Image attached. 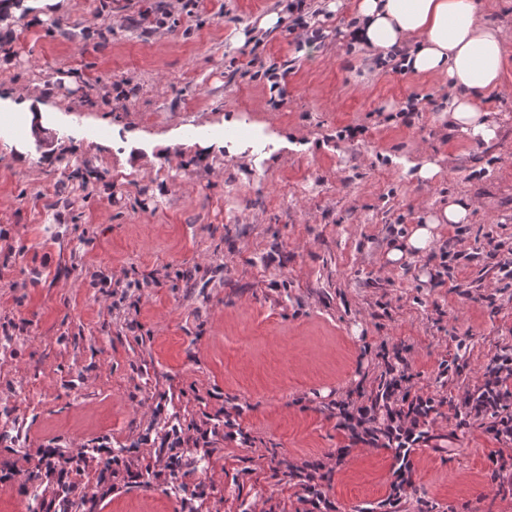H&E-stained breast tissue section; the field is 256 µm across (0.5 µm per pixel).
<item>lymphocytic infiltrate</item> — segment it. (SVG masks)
I'll return each mask as SVG.
<instances>
[{"label":"lymphocytic infiltrate","instance_id":"1","mask_svg":"<svg viewBox=\"0 0 512 512\" xmlns=\"http://www.w3.org/2000/svg\"><path fill=\"white\" fill-rule=\"evenodd\" d=\"M381 359L382 371L376 387L328 403L330 417L335 418L337 430L343 432L349 443L330 450L327 457L343 464L353 446L359 444L393 451L386 495L359 507L357 512H436L437 506L432 501L407 495L413 485L412 455L416 449L431 447L438 440L434 426L442 418L448 423L451 439H459L479 426L496 441L512 446V346L501 349L486 367L479 384L458 395L414 390L411 366L401 352L382 353ZM235 426V421L228 419L221 425L211 424L193 436L182 427L171 425L159 439L154 466L146 469L139 468L134 460L113 455L102 437L87 440L75 452L52 442L40 446L36 453H23L20 461L5 462L0 467V485L19 476L29 482L36 480L50 495L44 504L45 512H72L76 507L88 512L98 490L111 487L115 477L123 475L129 482L146 486L158 479H178L183 448L210 446L212 436L217 433L250 444L249 434H236ZM93 464L98 466L99 475L95 488L91 489L78 482L77 476ZM284 476L300 487L299 501L306 505V512H343L342 506L326 493V476L319 465H291Z\"/></svg>","mask_w":512,"mask_h":512}]
</instances>
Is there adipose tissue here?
I'll return each instance as SVG.
<instances>
[{
	"instance_id": "obj_1",
	"label": "adipose tissue",
	"mask_w": 512,
	"mask_h": 512,
	"mask_svg": "<svg viewBox=\"0 0 512 512\" xmlns=\"http://www.w3.org/2000/svg\"><path fill=\"white\" fill-rule=\"evenodd\" d=\"M355 11L362 48L386 54L407 47L405 64L412 72L447 77L449 124L487 143L495 139L485 96L501 82L504 41L477 0H356ZM471 210L470 200L450 199L414 225L402 246L389 252V260L429 252L444 227L468 223Z\"/></svg>"
}]
</instances>
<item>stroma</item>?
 I'll return each mask as SVG.
<instances>
[{"label": "stroma", "mask_w": 512, "mask_h": 512, "mask_svg": "<svg viewBox=\"0 0 512 512\" xmlns=\"http://www.w3.org/2000/svg\"><path fill=\"white\" fill-rule=\"evenodd\" d=\"M0 0V460L48 440L108 438L139 466L172 423L237 410L251 446L216 436L177 482L125 486L96 512H295L297 486L271 469L322 461L347 439L325 403L371 390L381 347H410L424 390L438 365L473 386L512 345V285L482 253L512 248V0H479L507 65L489 94L494 145L450 131L432 107L439 75L376 65L350 40L352 0ZM160 6L165 24L145 23ZM270 27H262V20ZM286 66L279 86L250 62ZM422 111L404 121L409 95ZM284 100L281 109L273 103ZM439 172L425 180L419 164ZM466 195L468 223L438 249L391 264L408 236ZM449 279L435 285L437 271ZM127 284L121 303L92 286ZM159 282L135 288L149 274ZM137 319L139 326L128 329ZM470 330L464 348L456 333ZM500 445L482 428L413 456L411 497L512 512L490 475ZM391 451L356 448L325 488L347 512L385 496Z\"/></svg>", "instance_id": "1"}]
</instances>
